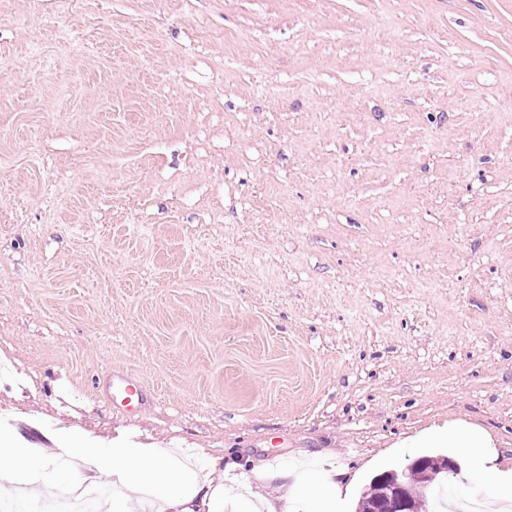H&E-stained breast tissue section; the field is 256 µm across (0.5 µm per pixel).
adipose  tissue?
<instances>
[{"label":"adipose tissue","instance_id":"1","mask_svg":"<svg viewBox=\"0 0 512 512\" xmlns=\"http://www.w3.org/2000/svg\"><path fill=\"white\" fill-rule=\"evenodd\" d=\"M428 437L439 448H467L488 486H511L512 469L501 465L491 452L488 434L473 425L451 420L430 428ZM95 476L118 477L130 487L150 485L164 492L170 512H197L211 507L219 493L205 480L186 482V472L172 460L158 457L150 448H111L107 466L96 467Z\"/></svg>","mask_w":512,"mask_h":512}]
</instances>
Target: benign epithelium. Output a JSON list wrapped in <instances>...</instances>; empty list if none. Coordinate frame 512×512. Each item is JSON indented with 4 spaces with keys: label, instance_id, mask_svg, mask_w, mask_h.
<instances>
[{
    "label": "benign epithelium",
    "instance_id": "obj_1",
    "mask_svg": "<svg viewBox=\"0 0 512 512\" xmlns=\"http://www.w3.org/2000/svg\"><path fill=\"white\" fill-rule=\"evenodd\" d=\"M460 472L457 462L449 457L438 461L437 470H432L426 458H418L402 469L386 471L376 477V481L386 486L385 496L377 502L376 512H407L410 507V494L406 490L404 479L418 484L415 491L421 501L428 500L434 481Z\"/></svg>",
    "mask_w": 512,
    "mask_h": 512
}]
</instances>
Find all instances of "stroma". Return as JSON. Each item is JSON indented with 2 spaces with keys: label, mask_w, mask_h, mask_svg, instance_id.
<instances>
[{
  "label": "stroma",
  "mask_w": 512,
  "mask_h": 512,
  "mask_svg": "<svg viewBox=\"0 0 512 512\" xmlns=\"http://www.w3.org/2000/svg\"><path fill=\"white\" fill-rule=\"evenodd\" d=\"M451 419L512 467V0H0V495L120 427L356 512ZM112 390H115L121 397V402L124 403L125 407H132L133 412L136 410L138 405L142 402V393L140 386L132 379L118 377L112 379ZM139 410L133 413L137 415ZM40 458L24 449L17 448L15 440L8 435H0V477L10 480L18 471H37ZM317 481L319 486L310 488L309 492L315 497L323 499L329 509L335 510L350 496L352 483L336 480V472L321 473Z\"/></svg>",
  "instance_id": "35a3bbf8"
}]
</instances>
